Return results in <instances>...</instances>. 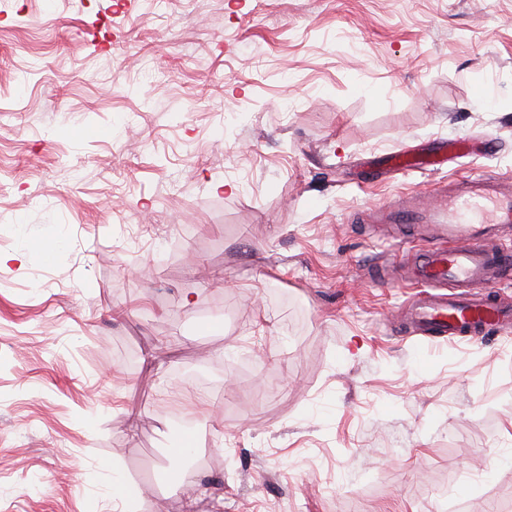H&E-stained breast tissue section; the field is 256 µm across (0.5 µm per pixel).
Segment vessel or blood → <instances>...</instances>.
<instances>
[{
    "instance_id": "b4317fda",
    "label": "vessel or blood",
    "mask_w": 512,
    "mask_h": 512,
    "mask_svg": "<svg viewBox=\"0 0 512 512\" xmlns=\"http://www.w3.org/2000/svg\"><path fill=\"white\" fill-rule=\"evenodd\" d=\"M386 166L405 174L437 171L442 163L403 152L388 155ZM381 218L415 225L424 244L415 258L403 261L409 284L423 290L409 308L411 331L437 338L512 327V308L491 293L492 285L512 282V245L496 235L498 225L512 223V192L499 180H466L449 206L390 208ZM447 282L453 291L439 292Z\"/></svg>"
}]
</instances>
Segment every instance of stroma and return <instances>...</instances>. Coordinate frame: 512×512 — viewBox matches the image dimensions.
<instances>
[{"label":"stroma","mask_w":512,"mask_h":512,"mask_svg":"<svg viewBox=\"0 0 512 512\" xmlns=\"http://www.w3.org/2000/svg\"><path fill=\"white\" fill-rule=\"evenodd\" d=\"M468 176L512 179V0H0V254L63 241L0 266V512L116 479L127 512H500L512 329L402 335L369 278L372 209ZM385 162L390 171L401 174L423 170L438 171L443 165L438 159L416 158L406 152L388 155ZM27 225H20V241L18 249L10 255H0V266L10 261L25 264L33 252H51L61 243L62 239H45L26 230Z\"/></svg>","instance_id":"obj_1"}]
</instances>
